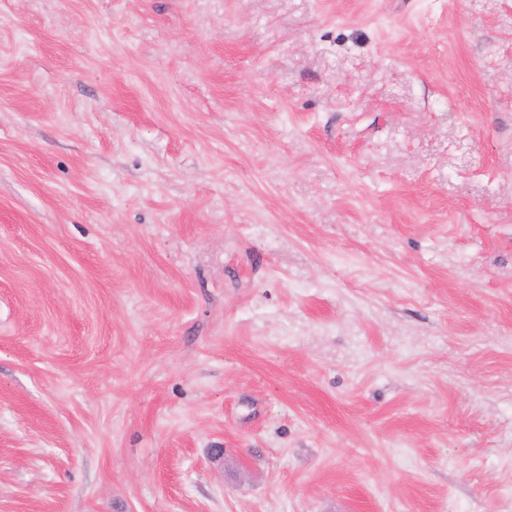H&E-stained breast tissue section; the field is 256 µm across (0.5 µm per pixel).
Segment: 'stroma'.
Wrapping results in <instances>:
<instances>
[{
  "label": "stroma",
  "mask_w": 512,
  "mask_h": 512,
  "mask_svg": "<svg viewBox=\"0 0 512 512\" xmlns=\"http://www.w3.org/2000/svg\"><path fill=\"white\" fill-rule=\"evenodd\" d=\"M0 512H512V0H0Z\"/></svg>",
  "instance_id": "1"
}]
</instances>
